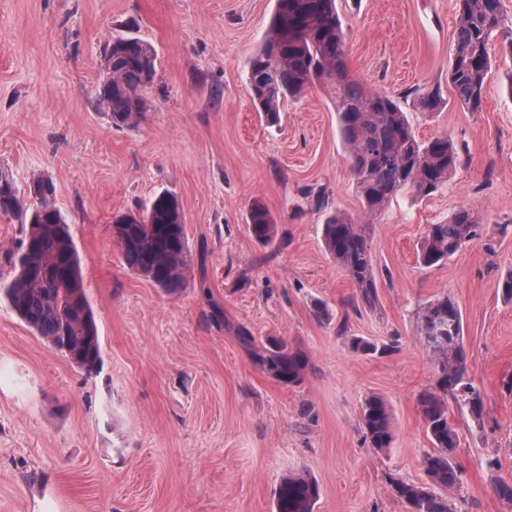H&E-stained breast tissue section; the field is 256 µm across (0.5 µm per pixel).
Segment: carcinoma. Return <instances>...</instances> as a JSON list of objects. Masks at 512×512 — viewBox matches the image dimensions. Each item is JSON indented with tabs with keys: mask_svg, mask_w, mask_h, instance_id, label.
Segmentation results:
<instances>
[{
	"mask_svg": "<svg viewBox=\"0 0 512 512\" xmlns=\"http://www.w3.org/2000/svg\"><path fill=\"white\" fill-rule=\"evenodd\" d=\"M457 6L448 82L459 100L476 112L482 106L485 80L497 62L490 48L494 38L505 37L504 56L512 58V18L504 15L501 0H457ZM156 65L157 52L146 40L114 36L106 43L105 77L96 88V99L112 125L138 122L145 107L141 91L154 84ZM317 82L334 95L364 213L362 221L341 212L329 216L322 225L323 246L354 284L361 304L372 308L377 282L367 233L370 224L402 191L410 188L418 196H429L446 186L462 159L446 135L419 140L393 95L368 92L352 77L336 0H276L269 27L249 63L251 97L265 121L275 125L284 103ZM441 102L436 86L417 94L413 105L421 112H434ZM28 186L39 196H30L14 182L0 181V216L27 225L25 237L3 254L10 277L0 276V302L89 377L102 365L101 343L70 224L57 205V187L50 176L35 174ZM169 198L170 193L161 192L138 211L115 217L112 236L128 269L174 295L184 288L192 254L185 225L179 223ZM249 220L257 239H275L276 225L262 206H252ZM478 228L474 213L465 206L449 221L428 225L420 246L421 263L447 262L477 236ZM418 321L436 374L433 388L419 398L433 451L422 462L426 482L408 483L391 476L389 485L406 512H453L448 497L460 483L455 463L459 435L448 422V402L479 424L485 415L484 397L468 377L459 305L444 296L420 309ZM244 341L271 377L286 384L301 381L308 365L302 353L289 351L283 342L261 350L253 346L252 337ZM361 425L370 447L381 452L391 448V411L382 397H365ZM319 494L311 473H290L275 490V512H313Z\"/></svg>",
	"mask_w": 512,
	"mask_h": 512,
	"instance_id": "cac0c4a2",
	"label": "carcinoma"
}]
</instances>
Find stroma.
Here are the masks:
<instances>
[{"mask_svg":"<svg viewBox=\"0 0 512 512\" xmlns=\"http://www.w3.org/2000/svg\"><path fill=\"white\" fill-rule=\"evenodd\" d=\"M275 0H0V167L26 187L49 174L76 243L103 366L88 377L0 304V512H273L288 473L320 486L314 512H405L389 476L420 483L432 450L419 397L434 382L416 311L441 296L460 307L467 372L486 417L456 406L455 512H512V59L497 62L471 111L448 83L456 0H337L348 65L395 95L419 140L450 135L464 162L442 190H405L370 225L378 301L332 261L322 226L361 203L332 93L310 87L267 125L249 61ZM157 50L146 109L112 126L95 101L115 35ZM440 85L419 112L408 94ZM326 205L316 208L315 191ZM168 191L181 200L192 253L186 288L168 295L131 272L112 219ZM278 228L263 243L252 204ZM470 208L477 236L442 266L417 257L427 225ZM333 312L321 322L315 303ZM304 354L297 384L274 380L241 340ZM360 337L389 345L354 352ZM388 404L394 441L364 442L361 403ZM496 459L488 467L487 459Z\"/></svg>","mask_w":512,"mask_h":512,"instance_id":"stroma-1","label":"stroma"}]
</instances>
